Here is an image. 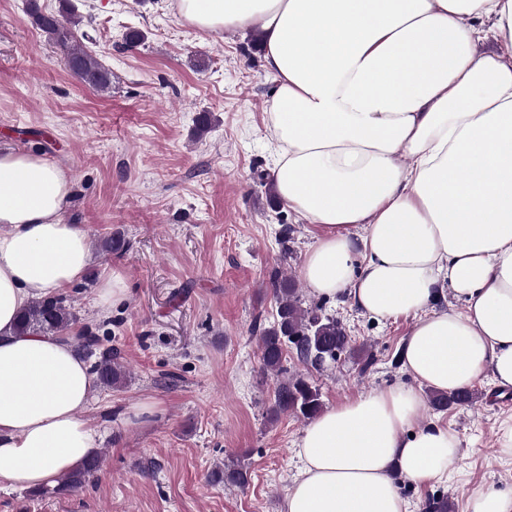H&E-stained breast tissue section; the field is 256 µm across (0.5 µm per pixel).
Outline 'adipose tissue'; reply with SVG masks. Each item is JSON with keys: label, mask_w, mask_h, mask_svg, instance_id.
<instances>
[{"label": "adipose tissue", "mask_w": 512, "mask_h": 512, "mask_svg": "<svg viewBox=\"0 0 512 512\" xmlns=\"http://www.w3.org/2000/svg\"><path fill=\"white\" fill-rule=\"evenodd\" d=\"M202 31L260 27L279 201L316 225L301 278L376 320L410 316L399 384L330 407L297 449L283 512H406L459 458L423 388L512 387V0H171ZM494 41L486 49V41ZM69 172L0 151V490L56 483L97 454L96 375L69 341L21 335L29 302L81 283ZM463 311L438 307L443 291Z\"/></svg>", "instance_id": "obj_1"}]
</instances>
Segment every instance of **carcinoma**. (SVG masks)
Listing matches in <instances>:
<instances>
[{"mask_svg": "<svg viewBox=\"0 0 512 512\" xmlns=\"http://www.w3.org/2000/svg\"><path fill=\"white\" fill-rule=\"evenodd\" d=\"M31 24L41 31L49 41L61 47L69 69L84 83L106 91L112 85V72L99 58L86 50L77 40L74 28L81 19L73 14L69 18H59L42 12L37 0H30L28 12ZM106 253H122L129 247L125 237L116 232L98 244ZM272 286L277 304L276 320L258 329L259 350L263 371L278 377L272 413H291L298 418L310 420L323 411V401L319 389L305 376L296 374L282 377L287 353H293L297 360L314 367L334 361L348 351L358 354L350 336L339 321L327 317L317 307L303 306L302 293L296 280L284 277L275 271ZM77 315L73 311L71 298L55 295L33 301L18 317L16 330L20 334L50 333L69 339L75 348L88 358H95L93 370L99 384L118 390L126 383V365L119 349L102 346L97 327L85 324L73 331ZM457 397V404H472L478 398L473 390H463L451 394L438 391L431 393L430 400L437 408L450 407L449 400ZM103 457L97 455L79 469L62 475L57 490H76L84 487L102 468ZM250 478L249 466L242 459L224 463V468L212 472L215 482L226 487H242Z\"/></svg>", "mask_w": 512, "mask_h": 512, "instance_id": "carcinoma-1", "label": "carcinoma"}]
</instances>
